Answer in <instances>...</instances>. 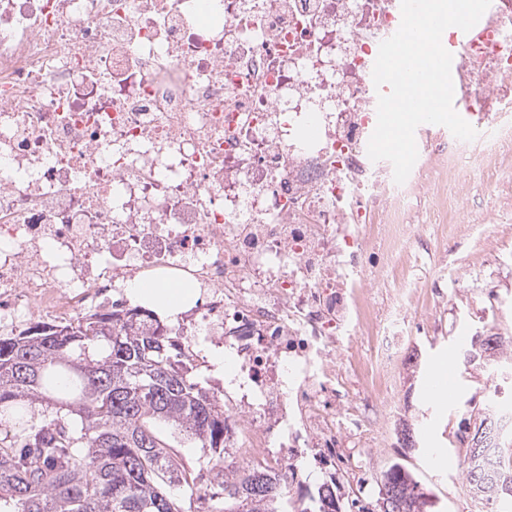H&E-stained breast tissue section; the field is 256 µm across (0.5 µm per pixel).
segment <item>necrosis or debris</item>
Returning <instances> with one entry per match:
<instances>
[{"label":"necrosis or debris","instance_id":"obj_1","mask_svg":"<svg viewBox=\"0 0 512 512\" xmlns=\"http://www.w3.org/2000/svg\"><path fill=\"white\" fill-rule=\"evenodd\" d=\"M397 0H0V331L64 322L149 275L199 297L185 357L233 360L246 465L314 448L362 470L416 321L390 250L501 224L512 194V0L448 32L476 139L419 126L404 184L371 161L372 70ZM315 125V138L302 130Z\"/></svg>","mask_w":512,"mask_h":512}]
</instances>
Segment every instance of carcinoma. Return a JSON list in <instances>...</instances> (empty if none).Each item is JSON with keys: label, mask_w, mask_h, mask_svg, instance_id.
<instances>
[{"label": "carcinoma", "mask_w": 512, "mask_h": 512, "mask_svg": "<svg viewBox=\"0 0 512 512\" xmlns=\"http://www.w3.org/2000/svg\"><path fill=\"white\" fill-rule=\"evenodd\" d=\"M38 402L51 417L29 416ZM164 422L209 451L228 512H279L288 489L258 468L224 466V405L193 380L182 345L139 306L0 337V512H197L204 474L162 437ZM342 512L336 483L309 496ZM414 475L392 464L380 512H430Z\"/></svg>", "instance_id": "cac0c4a2"}]
</instances>
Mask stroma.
Segmentation results:
<instances>
[{
    "mask_svg": "<svg viewBox=\"0 0 512 512\" xmlns=\"http://www.w3.org/2000/svg\"><path fill=\"white\" fill-rule=\"evenodd\" d=\"M455 244L420 261L428 280L441 283L448 294L444 310H436L431 293H424L412 305L419 325L404 340V356L384 367L395 401L377 428L374 448L368 454V492L340 481L337 494L344 512H376L382 473L393 463L412 470L436 498L437 512H497V502L475 495L459 470L460 460L469 455L468 445L459 437L462 424L471 414V402H483L488 368L475 363L453 365L452 342L458 336L479 331L480 299L471 283L482 270L488 253H498L504 264L512 263V234L490 236L482 228L459 225ZM450 371L456 388L452 405L443 406L426 396L425 378L437 369ZM409 427L414 449L404 448L397 438L401 427Z\"/></svg>",
    "mask_w": 512,
    "mask_h": 512,
    "instance_id": "stroma-1",
    "label": "stroma"
}]
</instances>
